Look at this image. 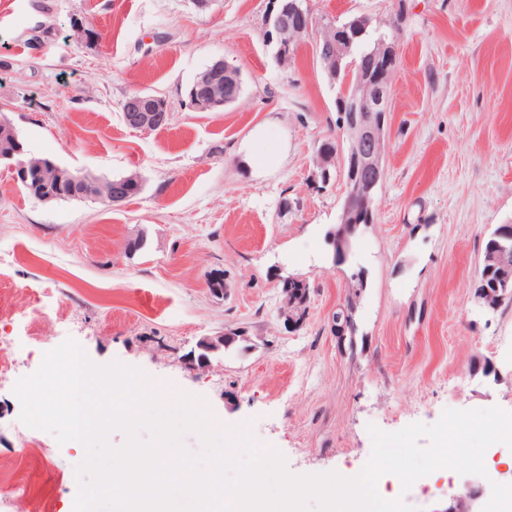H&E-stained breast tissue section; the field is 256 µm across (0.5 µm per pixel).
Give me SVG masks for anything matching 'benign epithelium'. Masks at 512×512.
Returning a JSON list of instances; mask_svg holds the SVG:
<instances>
[{"mask_svg":"<svg viewBox=\"0 0 512 512\" xmlns=\"http://www.w3.org/2000/svg\"><path fill=\"white\" fill-rule=\"evenodd\" d=\"M264 25L267 40L278 42L275 54L283 57L291 53L293 37L316 31L314 45L323 49L325 60L341 61L352 55L353 41L335 28L319 26L309 13L294 3L280 6L266 15ZM395 41L378 39L370 49L364 66L351 61L345 72L328 66L324 69L330 87L338 88L337 112L339 127L349 138L352 154L349 167L354 173H364L368 179L358 185L365 196L372 195L383 175L386 114L389 112L391 77L395 70ZM240 75L224 59L211 62L205 71L194 78L189 95L190 106L199 112H213L237 99ZM124 124L136 131L152 132L168 126L171 110L167 101L153 94H131L122 105ZM6 164L16 181L26 183L43 163L23 158V149L0 150V164ZM58 181L68 186L69 195L76 199H91L108 206L125 200L126 180L113 182L107 192H102L100 182L87 175L77 174L60 165L54 166ZM356 224L352 208H345L340 216L337 245L344 247ZM292 288L288 289L281 314L295 322L304 316L303 297L309 295L307 282L293 276L288 277Z\"/></svg>","mask_w":512,"mask_h":512,"instance_id":"benign-epithelium-1","label":"benign epithelium"}]
</instances>
